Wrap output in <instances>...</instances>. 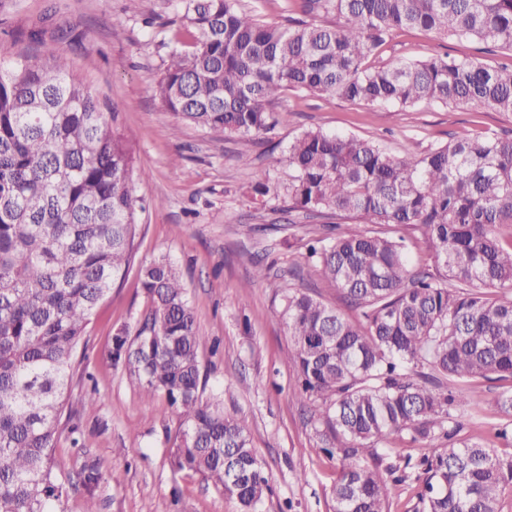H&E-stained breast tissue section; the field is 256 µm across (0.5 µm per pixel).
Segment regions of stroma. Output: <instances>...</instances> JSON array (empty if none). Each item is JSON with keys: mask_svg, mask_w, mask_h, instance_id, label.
Here are the masks:
<instances>
[{"mask_svg": "<svg viewBox=\"0 0 512 512\" xmlns=\"http://www.w3.org/2000/svg\"><path fill=\"white\" fill-rule=\"evenodd\" d=\"M179 11V0H0V51L66 57L114 107L134 151V194L146 204L138 257L175 263L201 335L220 342L217 353L201 352L206 391L223 393L226 407L245 421L269 477L260 512H334L340 461L321 451L309 409L294 398L298 380L280 286L287 280L338 310L346 305L307 258L310 245L335 236L336 227L292 209L288 146L304 131L321 129L370 140L395 158L418 156L465 133L511 135L512 113L427 102L402 110L288 90L273 108L274 129L265 134L178 125L156 84L180 47ZM445 54L492 68L512 65L511 51L488 52L471 39L417 29L394 32L368 64ZM258 167L280 188L263 207L249 195ZM259 265L268 267L267 276L255 277ZM148 307L133 273L98 306L67 389L83 444L71 447L69 432H62L55 457L74 471L98 462L100 512H241L235 496L215 491L201 475L173 472L178 414L164 399L142 402L125 372L112 366L113 331H136ZM91 390L96 402L90 406L84 399ZM509 390L506 381L475 382L468 405L453 411L459 438L512 456V444L495 435L506 422L496 401Z\"/></svg>", "mask_w": 512, "mask_h": 512, "instance_id": "35a3bbf8", "label": "stroma"}]
</instances>
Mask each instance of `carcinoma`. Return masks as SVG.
I'll return each mask as SVG.
<instances>
[{"mask_svg":"<svg viewBox=\"0 0 512 512\" xmlns=\"http://www.w3.org/2000/svg\"><path fill=\"white\" fill-rule=\"evenodd\" d=\"M334 26L269 22L239 0H181L176 50L157 83L179 123L237 135L272 128L283 91L401 108L420 102L512 112V68L434 56L367 68L396 29L466 37L512 51V0H296ZM292 208L357 224L313 246L359 322L283 285L301 388L316 404L321 451L341 463L336 512H389V483L364 457L404 434L428 445L416 461L412 512H500L512 457L457 441L452 414L475 379L512 380V137H453L421 156L390 157L356 136L308 130L288 147ZM135 160L110 102L62 56L0 54V512H64L67 490L99 512L102 475L55 462L74 356L98 304L136 271L150 307L135 335L118 330L108 356L143 400L180 417L170 454L242 512L270 491L243 419L203 400L202 337L177 266L135 264ZM254 196L276 193L266 171ZM367 225L363 230L360 225ZM410 230L441 272H413L394 233ZM428 368L456 382L438 392Z\"/></svg>","mask_w":512,"mask_h":512,"instance_id":"1","label":"carcinoma"}]
</instances>
